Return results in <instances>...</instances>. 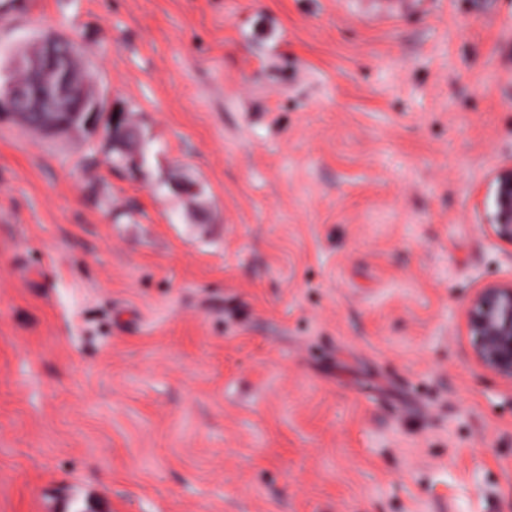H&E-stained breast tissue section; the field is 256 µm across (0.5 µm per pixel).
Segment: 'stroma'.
I'll return each mask as SVG.
<instances>
[{"label":"stroma","instance_id":"1","mask_svg":"<svg viewBox=\"0 0 512 512\" xmlns=\"http://www.w3.org/2000/svg\"><path fill=\"white\" fill-rule=\"evenodd\" d=\"M45 32L149 153L0 120V512H512L463 321L512 0H17L0 48Z\"/></svg>","mask_w":512,"mask_h":512}]
</instances>
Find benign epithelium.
Listing matches in <instances>:
<instances>
[{
  "instance_id": "1",
  "label": "benign epithelium",
  "mask_w": 512,
  "mask_h": 512,
  "mask_svg": "<svg viewBox=\"0 0 512 512\" xmlns=\"http://www.w3.org/2000/svg\"><path fill=\"white\" fill-rule=\"evenodd\" d=\"M20 44L35 45L40 54L23 55L15 49L9 53L5 79L8 96L0 102V119L17 118L18 108L30 99L55 101L69 94L70 81L59 66L57 42L40 36L25 38ZM99 97L96 90L66 103L58 126L70 135H93L89 112ZM495 183V212L487 228L499 243L512 247V166L500 170ZM464 320L469 333L476 337V362L512 383V280L492 281L477 288L465 309Z\"/></svg>"
}]
</instances>
